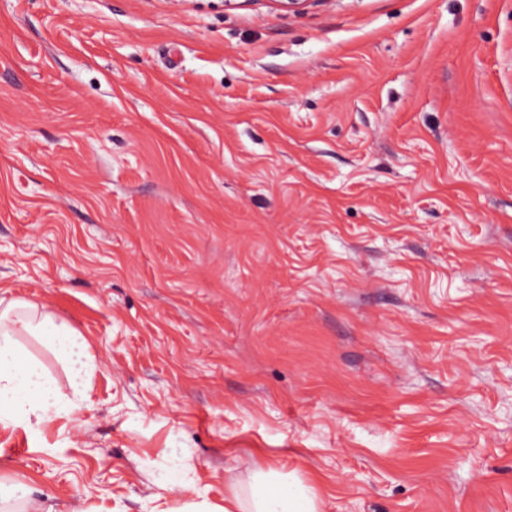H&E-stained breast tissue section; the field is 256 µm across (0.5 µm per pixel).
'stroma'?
I'll return each mask as SVG.
<instances>
[{
    "mask_svg": "<svg viewBox=\"0 0 512 512\" xmlns=\"http://www.w3.org/2000/svg\"><path fill=\"white\" fill-rule=\"evenodd\" d=\"M5 290L93 356L41 512H512V0H0ZM279 485L270 490L272 483ZM198 510L183 508L184 512H316L317 503L311 489L299 483L281 482L273 469L255 473L252 497L247 504L237 493L224 497V508L195 505Z\"/></svg>",
    "mask_w": 512,
    "mask_h": 512,
    "instance_id": "obj_1",
    "label": "stroma"
}]
</instances>
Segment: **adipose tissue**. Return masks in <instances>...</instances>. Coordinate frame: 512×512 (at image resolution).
<instances>
[{
	"label": "adipose tissue",
	"mask_w": 512,
	"mask_h": 512,
	"mask_svg": "<svg viewBox=\"0 0 512 512\" xmlns=\"http://www.w3.org/2000/svg\"><path fill=\"white\" fill-rule=\"evenodd\" d=\"M23 336L49 341L69 369L72 396L63 395L40 363L24 353L19 342ZM90 361L87 340L44 305L0 296V420L26 424L51 413L70 415L80 410L88 399ZM205 512H317V503L311 489L282 482L271 469L256 472L250 500L234 493L225 497L222 507Z\"/></svg>",
	"instance_id": "adipose-tissue-1"
}]
</instances>
